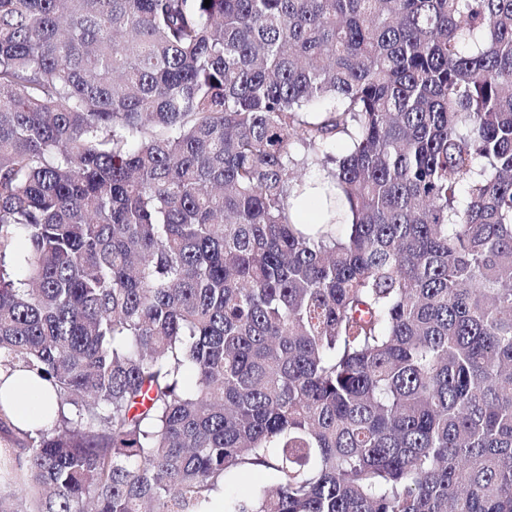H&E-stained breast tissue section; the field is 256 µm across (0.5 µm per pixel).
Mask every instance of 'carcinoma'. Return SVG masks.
I'll use <instances>...</instances> for the list:
<instances>
[{
	"label": "carcinoma",
	"mask_w": 512,
	"mask_h": 512,
	"mask_svg": "<svg viewBox=\"0 0 512 512\" xmlns=\"http://www.w3.org/2000/svg\"><path fill=\"white\" fill-rule=\"evenodd\" d=\"M17 367L0 512H512V0H0ZM293 214L297 224L318 223L319 193L317 189H309L305 197L293 201ZM0 397L3 395V409L11 416L16 428L35 430L48 422L47 409L55 403L51 389L39 377L38 370L17 368L2 372Z\"/></svg>",
	"instance_id": "1"
}]
</instances>
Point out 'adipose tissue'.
I'll return each instance as SVG.
<instances>
[{
	"label": "adipose tissue",
	"mask_w": 512,
	"mask_h": 512,
	"mask_svg": "<svg viewBox=\"0 0 512 512\" xmlns=\"http://www.w3.org/2000/svg\"><path fill=\"white\" fill-rule=\"evenodd\" d=\"M55 402L34 369L18 368L0 371V407L10 415L16 428L35 430L48 421L47 409Z\"/></svg>",
	"instance_id": "obj_1"
}]
</instances>
